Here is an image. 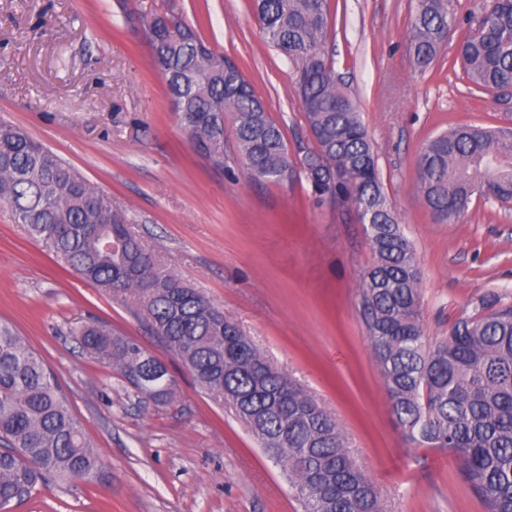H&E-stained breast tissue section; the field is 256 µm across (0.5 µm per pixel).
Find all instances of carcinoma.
<instances>
[{"mask_svg": "<svg viewBox=\"0 0 512 512\" xmlns=\"http://www.w3.org/2000/svg\"><path fill=\"white\" fill-rule=\"evenodd\" d=\"M451 0H417L408 42L414 64L436 62L455 18ZM267 44L290 65L314 146L288 152L238 64L210 47L182 17L153 9L138 21L180 124L196 152L224 169L231 118L248 178L288 183L304 176L316 202L333 198L363 224L375 262L358 284L361 314L392 414L406 439L456 456L484 512H512V305L489 294L447 337L422 333L418 263L378 176V155L357 103L327 49L330 0H253ZM482 93L512 88V0H487L456 48ZM416 188L440 224H453L476 196L512 203V131L461 125L429 140ZM0 203L82 279L142 312L150 331L196 382L228 405L286 472L303 512H386L349 450L336 418L197 289L166 267L97 190L21 128L0 123ZM71 333L91 357L116 367L142 398L164 404L170 378L156 360L100 321ZM100 457L44 360L0 324V512L46 481H91Z\"/></svg>", "mask_w": 512, "mask_h": 512, "instance_id": "obj_1", "label": "carcinoma"}]
</instances>
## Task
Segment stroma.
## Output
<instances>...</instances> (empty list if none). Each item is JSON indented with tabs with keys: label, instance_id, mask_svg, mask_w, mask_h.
I'll return each mask as SVG.
<instances>
[{
	"label": "stroma",
	"instance_id": "stroma-1",
	"mask_svg": "<svg viewBox=\"0 0 512 512\" xmlns=\"http://www.w3.org/2000/svg\"><path fill=\"white\" fill-rule=\"evenodd\" d=\"M416 71L406 46L416 0H330L328 49L378 154L379 179L418 261L427 341L486 294L512 304V204L474 198L453 224L416 190L427 140L461 124L500 126L503 99L470 91L455 46ZM183 15L232 58L268 104L290 153L309 134L286 58L262 38L251 0H0V121L23 129L112 197L179 277L235 320L335 414L388 512H484L450 454L409 444L392 415L360 313L374 252L353 213L316 205L306 181H250L233 128L215 170L183 131L134 7ZM95 319L134 339L175 381L142 401L70 334ZM41 355L98 449V479L38 487L10 512H302L280 466L194 381L130 302L62 268L0 205V322Z\"/></svg>",
	"mask_w": 512,
	"mask_h": 512
}]
</instances>
